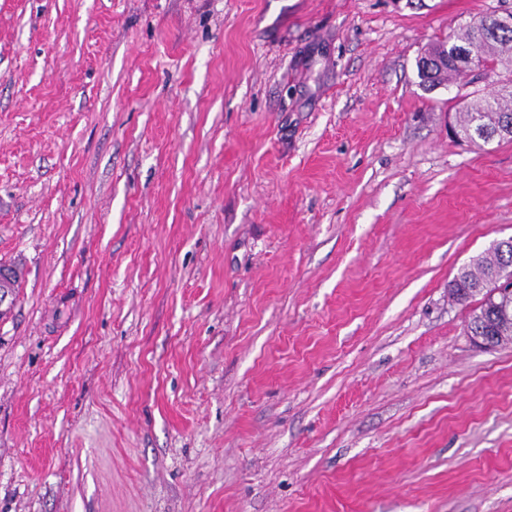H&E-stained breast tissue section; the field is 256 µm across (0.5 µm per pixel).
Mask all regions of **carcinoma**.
I'll return each mask as SVG.
<instances>
[{
	"mask_svg": "<svg viewBox=\"0 0 512 512\" xmlns=\"http://www.w3.org/2000/svg\"><path fill=\"white\" fill-rule=\"evenodd\" d=\"M492 14L483 15L467 25L460 44L474 46L473 65H459L454 51L457 43L440 39L433 42L425 55L440 61L435 74L419 75L422 86L432 89L460 76L479 81L478 73L499 76V92L486 94L470 112L460 113L455 129L471 140L488 144L496 139L512 141V27L486 33ZM512 265V248L506 251L485 250L461 267L451 281L450 291L456 300L468 302L479 298V305L467 322L472 336H483L492 346L512 343V280L498 282L500 270Z\"/></svg>",
	"mask_w": 512,
	"mask_h": 512,
	"instance_id": "1",
	"label": "carcinoma"
}]
</instances>
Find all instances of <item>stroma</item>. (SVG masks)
<instances>
[{
    "mask_svg": "<svg viewBox=\"0 0 512 512\" xmlns=\"http://www.w3.org/2000/svg\"><path fill=\"white\" fill-rule=\"evenodd\" d=\"M503 9L0 0V512H512V142L416 68ZM507 243L512 246V237L493 241L492 249L473 257L451 281L450 291L457 301L468 302L481 297L466 330L471 336H485L491 346L512 343V290L509 291L512 280L499 284L496 280L500 270L512 265V248L496 250H504ZM508 272L512 273L511 267Z\"/></svg>",
    "mask_w": 512,
    "mask_h": 512,
    "instance_id": "obj_1",
    "label": "stroma"
}]
</instances>
